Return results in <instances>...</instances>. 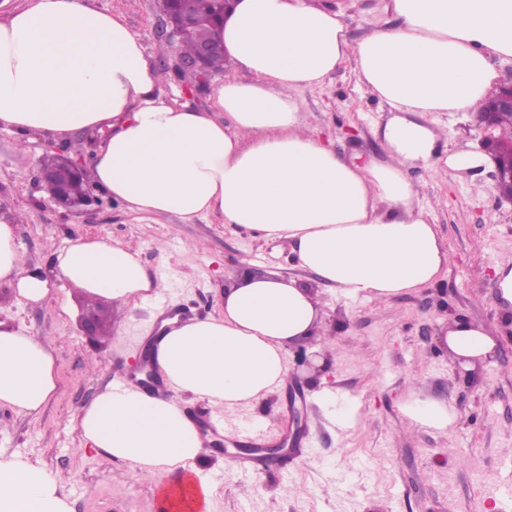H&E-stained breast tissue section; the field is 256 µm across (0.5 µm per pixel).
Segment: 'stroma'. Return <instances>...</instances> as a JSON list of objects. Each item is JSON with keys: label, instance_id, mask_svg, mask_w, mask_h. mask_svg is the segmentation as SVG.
Wrapping results in <instances>:
<instances>
[{"label": "stroma", "instance_id": "1", "mask_svg": "<svg viewBox=\"0 0 512 512\" xmlns=\"http://www.w3.org/2000/svg\"><path fill=\"white\" fill-rule=\"evenodd\" d=\"M125 16L153 67L188 106L205 110L231 69L199 83L178 67V45L162 47L157 0H86ZM389 0H356L348 17L352 41L396 25ZM305 120L345 157L386 162L375 133L388 106L344 64L320 86L301 92ZM449 148L479 150L471 112H439ZM100 132L30 141L0 130V217L16 226L24 260L50 266L52 252L80 237L119 242L136 251L160 288L137 305L113 307L112 336L90 345L78 328L80 294L57 285L42 302L17 301L0 281V321L46 338L55 351L58 389L37 412L0 409V450L39 462L68 497L72 512H160L154 478L83 448L76 417L108 384L133 381L135 362L173 313L218 316L224 290L245 270L315 285L287 239L259 240L213 215H149L104 199L65 211L51 206L35 179L47 148L92 164ZM493 164L472 176L448 167L410 169L409 177L449 254L433 286L388 301L340 298L321 289L326 324L325 369L306 381L288 376L284 390L223 415L247 434L276 427L296 454L256 477L239 467L236 449L213 451L198 469L214 488L211 512H512V331L496 304L495 269L512 260V204L503 200ZM482 323L497 338L491 359L464 370L440 350L443 311ZM435 402L454 415L447 432L415 423L407 409Z\"/></svg>", "mask_w": 512, "mask_h": 512}]
</instances>
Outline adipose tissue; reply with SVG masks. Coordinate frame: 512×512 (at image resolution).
<instances>
[{"label": "adipose tissue", "instance_id": "adipose-tissue-1", "mask_svg": "<svg viewBox=\"0 0 512 512\" xmlns=\"http://www.w3.org/2000/svg\"><path fill=\"white\" fill-rule=\"evenodd\" d=\"M352 0H238L220 37L231 67L212 111L176 104L141 36L122 14L83 0H30L0 20V129L66 136L110 129L91 166L94 184L130 210L187 219L211 214L263 239L288 238L299 265L345 298L389 300L436 283L448 253L423 216L409 168L470 170L484 154L444 150L431 112L475 109L512 57V0H390L400 23L350 42ZM354 61L359 81L392 115L379 164L346 158L307 131L300 90ZM0 280L43 301L54 283L128 303L156 284L137 252L84 237L28 265L15 227L0 220ZM319 301L296 280L241 273L215 318L171 327L157 362L169 397L107 385L78 417L86 445L137 474L184 477L199 433L174 397L188 393L232 412L280 388L290 345L311 336ZM467 366L493 354L483 325L450 318L438 339ZM58 388L52 347L0 326V406L33 413ZM0 512H71L43 467L0 456Z\"/></svg>", "mask_w": 512, "mask_h": 512}]
</instances>
